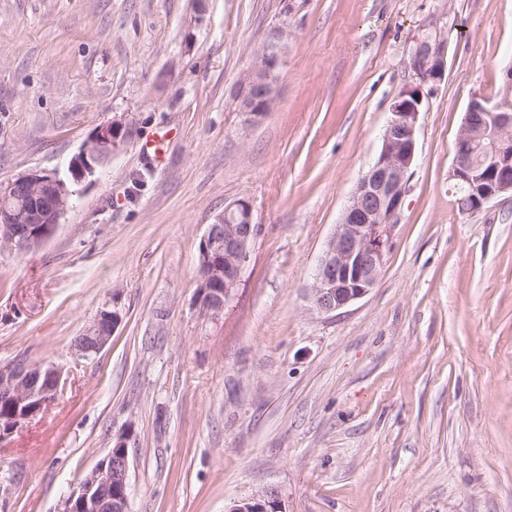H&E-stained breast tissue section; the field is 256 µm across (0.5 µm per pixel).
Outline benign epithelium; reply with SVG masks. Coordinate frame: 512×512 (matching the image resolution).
I'll return each mask as SVG.
<instances>
[{"label": "benign epithelium", "mask_w": 512, "mask_h": 512, "mask_svg": "<svg viewBox=\"0 0 512 512\" xmlns=\"http://www.w3.org/2000/svg\"><path fill=\"white\" fill-rule=\"evenodd\" d=\"M283 38L280 29L272 33L239 87V109L254 120L265 116L276 102ZM445 47L431 38L419 40L410 67L421 83L442 77ZM420 104L417 88L406 89L394 99L380 152L358 182L340 224L326 243L308 289L312 307L322 314L363 298L379 280L416 158ZM471 106L476 119L465 120L449 171V177L461 189L459 208L467 214L480 211L499 196L512 194V113L499 100L475 98ZM485 140L489 141V152L485 162L476 165L471 155L474 147ZM122 141V124L114 121L100 127L71 159L67 178L32 171L1 186L0 240L4 247L34 249L49 239L70 204L68 183L80 184L93 176L96 166L113 155ZM21 195L34 201L45 199L47 205L18 204L15 199ZM259 234L260 225L253 222L252 206L244 198L226 205L208 225L199 247L198 301L212 315L224 312V304L241 283L251 246ZM96 320L108 322L110 329L74 350L79 358L97 354L108 343L121 316L115 308L106 309ZM61 379L62 371L54 365L16 360L0 365V396L24 408L19 416L24 421L56 401ZM128 499L129 454L120 435L85 481L64 499L60 512H128ZM226 512L282 510L277 490L268 488L233 501Z\"/></svg>", "instance_id": "1"}]
</instances>
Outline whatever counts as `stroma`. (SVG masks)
Wrapping results in <instances>:
<instances>
[{
    "mask_svg": "<svg viewBox=\"0 0 512 512\" xmlns=\"http://www.w3.org/2000/svg\"><path fill=\"white\" fill-rule=\"evenodd\" d=\"M283 30L278 95L236 92ZM445 40L441 80L409 67ZM512 66V0H0V186L125 137L55 233L0 251V363L62 370L0 443V512H60L124 435L129 512H512V196L462 213L448 173L473 99ZM420 86L417 154L377 285L330 314L312 275ZM261 233L221 315L199 243L225 205ZM121 321L89 359L77 336ZM105 309L106 310H103L94 320L97 322L102 320L108 322L110 325L109 331L105 332L101 329L99 336H95L89 344H82L80 349L73 348L74 354L77 357L88 358L90 355L97 354L108 343L112 333L120 323L121 316L114 305L112 306V311L109 310V308ZM225 512H282L276 489L234 500Z\"/></svg>",
    "mask_w": 512,
    "mask_h": 512,
    "instance_id": "stroma-1",
    "label": "stroma"
}]
</instances>
